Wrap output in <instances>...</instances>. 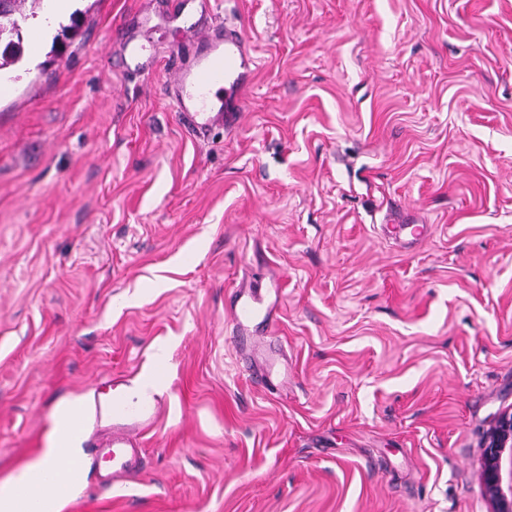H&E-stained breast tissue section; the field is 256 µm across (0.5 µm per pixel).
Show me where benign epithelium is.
Returning <instances> with one entry per match:
<instances>
[{
  "instance_id": "obj_1",
  "label": "benign epithelium",
  "mask_w": 512,
  "mask_h": 512,
  "mask_svg": "<svg viewBox=\"0 0 512 512\" xmlns=\"http://www.w3.org/2000/svg\"><path fill=\"white\" fill-rule=\"evenodd\" d=\"M482 448L480 480L489 512H512V408L500 412Z\"/></svg>"
}]
</instances>
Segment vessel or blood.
<instances>
[{
	"mask_svg": "<svg viewBox=\"0 0 512 512\" xmlns=\"http://www.w3.org/2000/svg\"><path fill=\"white\" fill-rule=\"evenodd\" d=\"M118 51L129 73L151 72L152 55L145 46L123 39ZM177 51L165 94L180 124L196 137L215 127H235L246 107L245 91L255 67L241 27L228 23L223 14H215L209 22L184 27ZM230 305L233 341L247 336L254 323L265 325L271 319L264 300L254 292H233ZM164 404V396L155 389L138 394L129 380L113 379L111 397L93 402L96 421H111V428L95 431L86 440L83 455L63 466L50 464V472L55 474L66 467L96 473L104 468L109 484L139 480V438L157 425Z\"/></svg>",
	"mask_w": 512,
	"mask_h": 512,
	"instance_id": "vessel-or-blood-1",
	"label": "vessel or blood"
}]
</instances>
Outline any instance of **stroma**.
Listing matches in <instances>:
<instances>
[{
  "mask_svg": "<svg viewBox=\"0 0 512 512\" xmlns=\"http://www.w3.org/2000/svg\"><path fill=\"white\" fill-rule=\"evenodd\" d=\"M175 0H74L0 71V481L164 366L144 477L58 512H487L512 406V0H236L256 68L197 138ZM150 46V77L115 36ZM429 230L410 244L394 219ZM280 284L274 338L229 296ZM276 360L270 382L240 364ZM480 480L489 512L512 511V408L500 412L482 444Z\"/></svg>",
  "mask_w": 512,
  "mask_h": 512,
  "instance_id": "1",
  "label": "stroma"
}]
</instances>
